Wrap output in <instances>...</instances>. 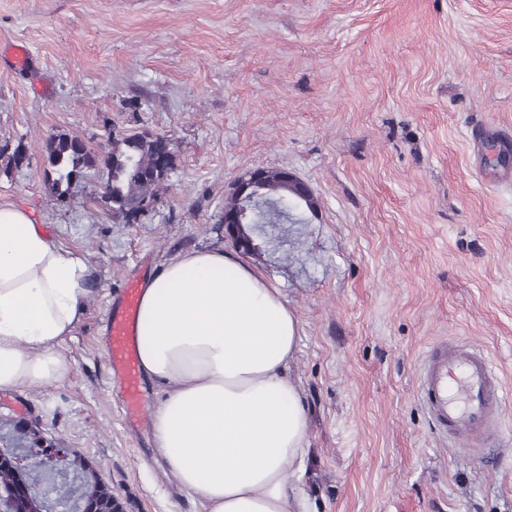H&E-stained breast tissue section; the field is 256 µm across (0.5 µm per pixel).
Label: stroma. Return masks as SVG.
I'll use <instances>...</instances> for the list:
<instances>
[{
    "mask_svg": "<svg viewBox=\"0 0 512 512\" xmlns=\"http://www.w3.org/2000/svg\"><path fill=\"white\" fill-rule=\"evenodd\" d=\"M0 203L85 255L96 280L58 382L0 391V433L33 425L94 468L124 512H205L127 429L102 350L108 302L178 254L232 250L224 200L256 169L313 191L301 224L241 252L295 312L306 512H512V0H0ZM167 137L152 212L125 223L86 179L44 185V143ZM26 162L8 167L15 149ZM482 350L507 397L497 446L434 429L418 397L433 343Z\"/></svg>",
    "mask_w": 512,
    "mask_h": 512,
    "instance_id": "obj_1",
    "label": "stroma"
}]
</instances>
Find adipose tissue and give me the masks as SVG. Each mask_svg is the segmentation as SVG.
Wrapping results in <instances>:
<instances>
[{
  "instance_id": "obj_1",
  "label": "adipose tissue",
  "mask_w": 512,
  "mask_h": 512,
  "mask_svg": "<svg viewBox=\"0 0 512 512\" xmlns=\"http://www.w3.org/2000/svg\"><path fill=\"white\" fill-rule=\"evenodd\" d=\"M92 280L83 255L0 203V390L69 374L60 346ZM136 335L143 373L165 386L155 446L206 512H303L289 479L307 453L306 400L289 372L301 327L280 290L233 252L186 253L147 278Z\"/></svg>"
}]
</instances>
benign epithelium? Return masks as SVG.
Instances as JSON below:
<instances>
[{
	"mask_svg": "<svg viewBox=\"0 0 512 512\" xmlns=\"http://www.w3.org/2000/svg\"><path fill=\"white\" fill-rule=\"evenodd\" d=\"M285 181L295 182L299 187L296 202L311 209L314 197L311 189L296 175L286 170L281 172ZM265 174L255 170L248 177L241 179L235 187V194L252 202L262 199ZM250 223L247 210L224 211L225 231L236 247L249 251L254 248V241H246L241 227ZM47 466L54 470L53 480L66 492L74 495L75 512H123L118 496L112 493V487L98 482L93 487L83 484L79 475L69 467L58 466V462L50 465L31 456L27 450L5 445L0 448V469L8 470L20 476L33 467ZM0 512H53L48 500L36 488H31L21 479L9 489H0Z\"/></svg>",
	"mask_w": 512,
	"mask_h": 512,
	"instance_id": "1",
	"label": "benign epithelium"
}]
</instances>
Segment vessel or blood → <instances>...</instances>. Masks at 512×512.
Segmentation results:
<instances>
[{
  "instance_id": "obj_1",
  "label": "vessel or blood",
  "mask_w": 512,
  "mask_h": 512,
  "mask_svg": "<svg viewBox=\"0 0 512 512\" xmlns=\"http://www.w3.org/2000/svg\"><path fill=\"white\" fill-rule=\"evenodd\" d=\"M140 293V280H127L105 322L109 378L131 429L143 420L147 396L135 337ZM420 390L432 421L450 436L475 440L499 432L503 425L502 382L488 357L469 344L444 341L431 346L421 366Z\"/></svg>"
}]
</instances>
